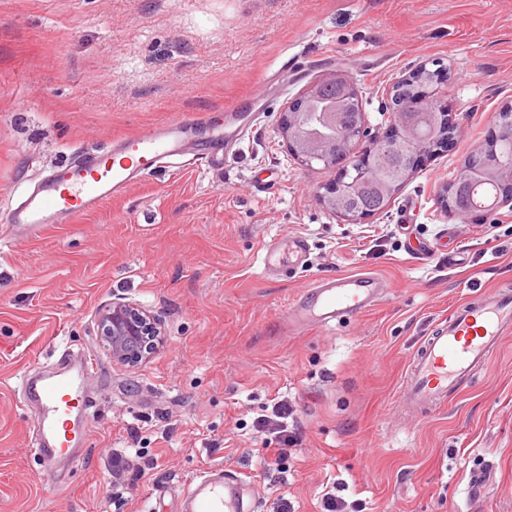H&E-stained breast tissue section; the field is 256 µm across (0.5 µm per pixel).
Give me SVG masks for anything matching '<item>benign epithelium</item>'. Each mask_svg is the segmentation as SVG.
I'll return each instance as SVG.
<instances>
[{
	"label": "benign epithelium",
	"mask_w": 512,
	"mask_h": 512,
	"mask_svg": "<svg viewBox=\"0 0 512 512\" xmlns=\"http://www.w3.org/2000/svg\"><path fill=\"white\" fill-rule=\"evenodd\" d=\"M431 76L440 70L422 66L417 71L399 77L386 95L390 98L389 121L392 132L380 137L372 133L365 114L352 126L343 129L344 109L361 104V94L355 83L342 74H330L314 84L298 101L288 107L278 131L292 155L303 166L321 164L333 167L340 160L346 162L343 176L324 188L319 201L331 213L356 224L378 214L368 208L351 204L358 189L355 172L387 164L383 147L390 143L407 153V167L391 171L390 180L378 181L373 189L382 197L392 198L410 174L418 167L425 154L448 147L457 131L455 113L438 89L423 91L422 72ZM512 133V113L500 112L490 142L476 147L462 166L453 186L470 191L484 183L497 185L503 197L501 202H512V154H497L492 143ZM99 336L112 362L134 367L152 354L162 342V326L139 303L114 301L100 309L97 318Z\"/></svg>",
	"instance_id": "7a95c632"
}]
</instances>
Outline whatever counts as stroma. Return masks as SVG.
<instances>
[{"instance_id": "stroma-1", "label": "stroma", "mask_w": 512, "mask_h": 512, "mask_svg": "<svg viewBox=\"0 0 512 512\" xmlns=\"http://www.w3.org/2000/svg\"><path fill=\"white\" fill-rule=\"evenodd\" d=\"M435 59L452 145L384 213H329L317 194L338 171L289 153L288 105L343 72L383 134L386 87ZM261 99L222 170L164 164L76 222L0 242V512H176L211 465L252 484L254 512H326L330 494L344 512H512V335L441 407L399 404L424 337L512 289V204L463 217L437 196L512 111V0H0V204L142 127ZM285 237L306 243L298 271L264 263ZM359 272L387 284L370 310L289 320L317 280ZM118 299L165 331L132 368L97 332ZM66 350L93 360L94 427L48 475L20 384ZM277 402L300 440L275 475L255 422Z\"/></svg>"}]
</instances>
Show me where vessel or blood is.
I'll use <instances>...</instances> for the list:
<instances>
[{
  "label": "vessel or blood",
  "instance_id": "b4317fda",
  "mask_svg": "<svg viewBox=\"0 0 512 512\" xmlns=\"http://www.w3.org/2000/svg\"><path fill=\"white\" fill-rule=\"evenodd\" d=\"M251 113L235 115L233 138H226L224 115L217 112L196 119L183 114L171 121L147 126L115 140L112 156L98 160L84 153L60 166L0 211V223L9 230H38L61 220L95 211L125 194L146 170L168 157L191 154L199 125H207L218 152L210 162L224 166L223 155L240 143L249 128ZM300 241L275 243L266 249L270 266L287 263L289 255H302ZM385 285L378 277L357 274L320 279L311 290L291 302L289 312L301 323L328 324L361 313L383 296ZM512 334V290L499 289L456 306L448 320L427 336L412 357L402 403L413 410H427L445 403L449 394L490 363L501 348L503 336ZM91 361L76 371L61 370L43 379L38 397L42 406L41 452L52 458L62 453L57 437L68 429L73 405L84 402L85 374ZM254 492L238 475L221 466L203 470L180 504V512H251Z\"/></svg>",
  "mask_w": 512,
  "mask_h": 512
}]
</instances>
